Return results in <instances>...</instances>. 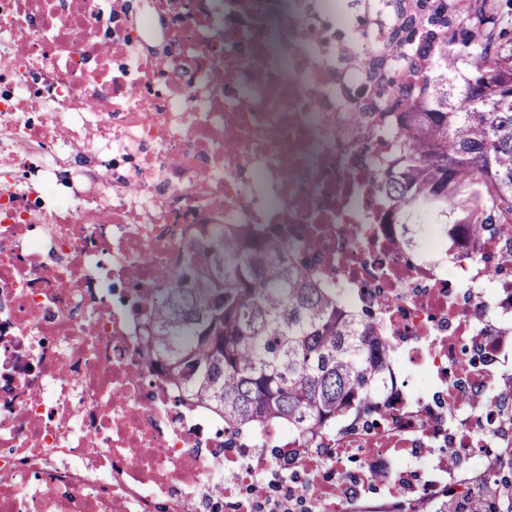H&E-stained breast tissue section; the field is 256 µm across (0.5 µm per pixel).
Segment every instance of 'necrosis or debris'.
Instances as JSON below:
<instances>
[{
    "instance_id": "necrosis-or-debris-1",
    "label": "necrosis or debris",
    "mask_w": 512,
    "mask_h": 512,
    "mask_svg": "<svg viewBox=\"0 0 512 512\" xmlns=\"http://www.w3.org/2000/svg\"><path fill=\"white\" fill-rule=\"evenodd\" d=\"M0 0V512H336L326 495L361 455L367 484L426 475L437 449L483 435L512 449V420L462 419V391L498 386L466 349L512 357L491 337L512 321V280L487 286L497 234L423 229L400 251L373 189L405 141L353 130L368 56L391 22L376 15L349 62L306 33L336 0ZM45 95L34 97L32 85ZM227 225L274 228L313 271L372 307L393 368L413 376L377 427L303 442L284 426L248 450L211 437L216 421L174 409L141 351L156 274L189 240ZM143 292L134 306L112 287Z\"/></svg>"
}]
</instances>
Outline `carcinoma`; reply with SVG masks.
I'll return each instance as SVG.
<instances>
[{
	"label": "carcinoma",
	"mask_w": 512,
	"mask_h": 512,
	"mask_svg": "<svg viewBox=\"0 0 512 512\" xmlns=\"http://www.w3.org/2000/svg\"><path fill=\"white\" fill-rule=\"evenodd\" d=\"M512 0H400L388 47L371 60L379 111L351 112L356 130L390 124L407 134L379 178L412 250L426 224L484 235L512 224ZM466 12L467 23L459 21ZM416 75L397 96L387 60ZM188 258L158 273L141 349L175 387L174 407H203L224 426V446L286 424L304 439L393 404L392 351L368 306L312 272L307 255L264 235L196 237ZM509 479L484 477L485 512H499Z\"/></svg>",
	"instance_id": "carcinoma-1"
}]
</instances>
